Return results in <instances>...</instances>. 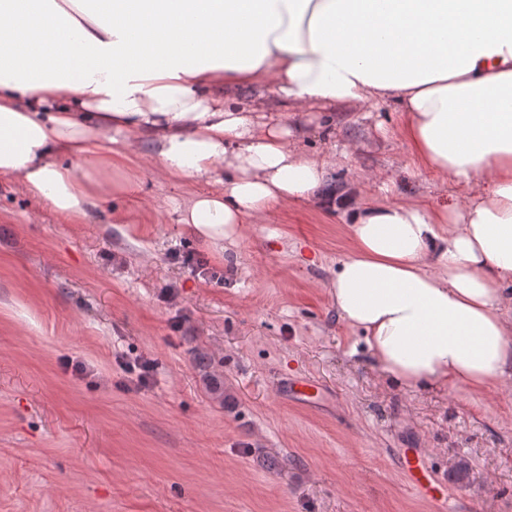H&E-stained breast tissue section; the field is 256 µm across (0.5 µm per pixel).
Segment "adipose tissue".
<instances>
[{"label":"adipose tissue","instance_id":"1","mask_svg":"<svg viewBox=\"0 0 512 512\" xmlns=\"http://www.w3.org/2000/svg\"><path fill=\"white\" fill-rule=\"evenodd\" d=\"M267 84L283 111L224 104ZM362 102L402 112L417 166L466 204L323 193L287 110ZM143 155L206 184L175 214L212 242L298 201L348 211L328 296L382 375L512 378V0H0V178L79 224Z\"/></svg>","mask_w":512,"mask_h":512}]
</instances>
